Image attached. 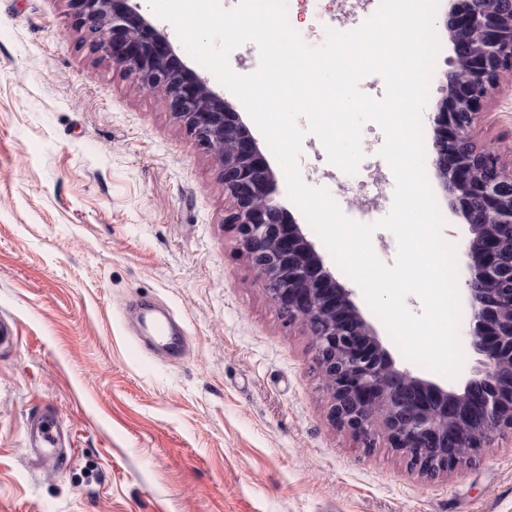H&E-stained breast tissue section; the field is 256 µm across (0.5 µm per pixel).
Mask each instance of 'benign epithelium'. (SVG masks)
I'll list each match as a JSON object with an SVG mask.
<instances>
[{
  "label": "benign epithelium",
  "instance_id": "benign-epithelium-1",
  "mask_svg": "<svg viewBox=\"0 0 512 512\" xmlns=\"http://www.w3.org/2000/svg\"><path fill=\"white\" fill-rule=\"evenodd\" d=\"M90 51L142 89L214 153L233 211L238 249L288 322L312 337L335 425L366 448L383 434L421 474L469 462L496 434L512 432V162L481 148L471 131L512 72V0H448L441 22L454 46L445 96L433 118V166L469 226L467 336L479 355L463 387L447 389L396 365L375 328L324 264L293 214L275 198L277 178L241 113L176 53L167 28L139 0H67Z\"/></svg>",
  "mask_w": 512,
  "mask_h": 512
}]
</instances>
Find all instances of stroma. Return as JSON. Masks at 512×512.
Masks as SVG:
<instances>
[{
    "instance_id": "obj_1",
    "label": "stroma",
    "mask_w": 512,
    "mask_h": 512,
    "mask_svg": "<svg viewBox=\"0 0 512 512\" xmlns=\"http://www.w3.org/2000/svg\"><path fill=\"white\" fill-rule=\"evenodd\" d=\"M313 47L336 0H288ZM423 110L425 151L444 28ZM512 128L503 76L472 130ZM302 177L347 217L365 212L374 251L398 242L378 204L327 154ZM231 203L211 152L164 99L113 73L73 25L66 0H0V512H512V434L464 468L428 477L377 437L366 448L330 417L312 340L285 321L225 224ZM169 307L184 357L140 353L128 306ZM57 415L61 465L28 448L29 420Z\"/></svg>"
}]
</instances>
